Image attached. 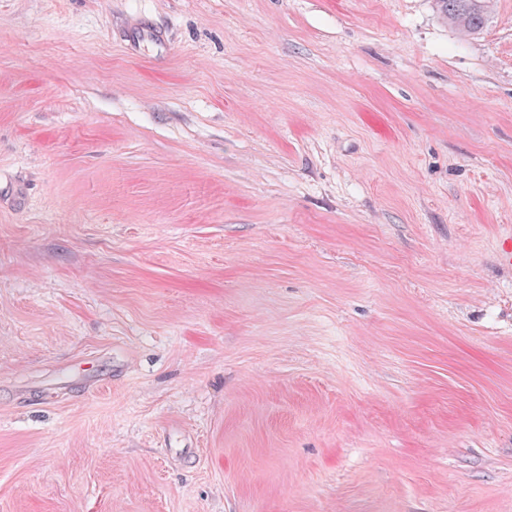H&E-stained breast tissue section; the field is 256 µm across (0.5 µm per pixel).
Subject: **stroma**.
I'll return each mask as SVG.
<instances>
[{
    "mask_svg": "<svg viewBox=\"0 0 512 512\" xmlns=\"http://www.w3.org/2000/svg\"><path fill=\"white\" fill-rule=\"evenodd\" d=\"M512 0H0V512H512ZM448 22L465 36L479 34L488 22L487 0H438Z\"/></svg>",
    "mask_w": 512,
    "mask_h": 512,
    "instance_id": "1",
    "label": "stroma"
}]
</instances>
